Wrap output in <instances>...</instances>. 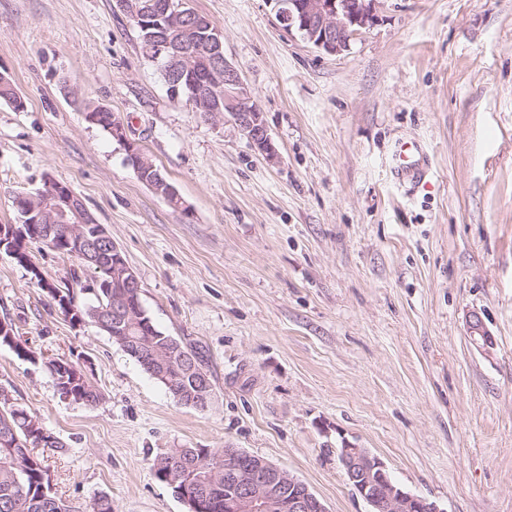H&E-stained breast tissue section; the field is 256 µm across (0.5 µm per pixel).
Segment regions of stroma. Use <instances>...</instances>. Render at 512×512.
<instances>
[{
    "mask_svg": "<svg viewBox=\"0 0 512 512\" xmlns=\"http://www.w3.org/2000/svg\"><path fill=\"white\" fill-rule=\"evenodd\" d=\"M224 36L266 118L267 159L231 117L167 93L116 0H0V224L17 192L66 184L142 285L154 324L202 346L213 398L178 403L37 284L75 262L40 244L0 255V317L35 359L0 346V390L58 438L35 448L83 512H186L151 470L169 448H237L304 483L328 512H370L337 451L368 449L441 512H512V0H376L337 55L286 30L268 0H188ZM109 108L181 195L169 206ZM431 160L419 185L392 155ZM491 337L483 345L482 337ZM100 391L62 399L45 359ZM88 113L95 118L93 122L88 121L90 124L99 127L104 132L108 133L113 139H119L120 137L123 139L125 138V132L122 124L115 121V118V122L112 123V118L114 116L109 109L100 105L87 106L85 109V115ZM394 162V173L403 180L417 181L426 173L427 158L414 142H399L394 152Z\"/></svg>",
    "mask_w": 512,
    "mask_h": 512,
    "instance_id": "1",
    "label": "stroma"
}]
</instances>
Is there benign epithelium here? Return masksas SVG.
Here are the masks:
<instances>
[{"instance_id":"benign-epithelium-1","label":"benign epithelium","mask_w":512,"mask_h":512,"mask_svg":"<svg viewBox=\"0 0 512 512\" xmlns=\"http://www.w3.org/2000/svg\"><path fill=\"white\" fill-rule=\"evenodd\" d=\"M285 28L296 29L309 43L329 53L340 54L348 50L352 39L376 21V0H269ZM118 6L128 13L141 27L154 26L162 20L169 27L177 28L190 15L184 5L166 0L159 6L139 4L136 0H120ZM170 41L154 45L156 56L167 58V71L190 73L194 65L186 57L172 54ZM192 91L189 102L194 107L209 104L208 114L213 118L228 112L236 127L249 142L273 159L277 156L264 114L257 105L240 73L230 62H224V81H209L203 89L188 81ZM136 173L148 185L162 181L153 165L140 159ZM21 224H48L63 227L77 253L99 264L112 263L114 271L127 291L116 300L119 307L112 323V336L126 345L127 333L141 318L140 311L129 306L128 298L140 291L141 283L136 271L123 258L122 251L112 241L101 224H93L82 200L58 188L40 189L36 194H19L14 199ZM16 226H0V253L14 256L13 236ZM154 365L168 375L176 359L184 358L179 343L165 351L147 349ZM213 394L205 383L197 384L189 404L205 408ZM340 463L355 490L371 507V512H441L437 505L423 497L412 495L400 488L392 479L386 466L364 448L339 449ZM224 483L231 488L225 508L227 512H328L324 503L301 480L274 463L237 448L224 449Z\"/></svg>"}]
</instances>
